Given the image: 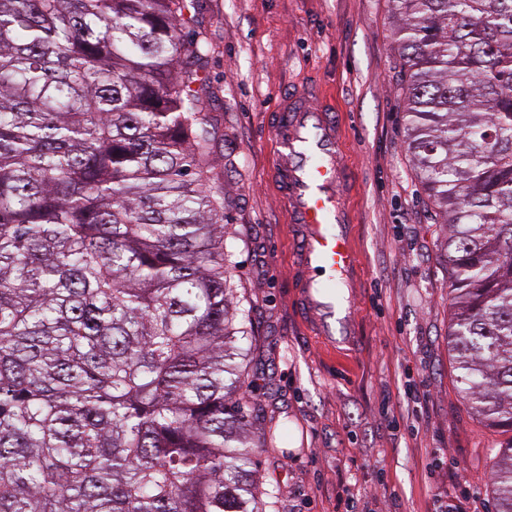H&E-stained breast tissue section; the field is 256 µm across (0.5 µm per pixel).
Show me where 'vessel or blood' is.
<instances>
[{
    "label": "vessel or blood",
    "instance_id": "1",
    "mask_svg": "<svg viewBox=\"0 0 512 512\" xmlns=\"http://www.w3.org/2000/svg\"><path fill=\"white\" fill-rule=\"evenodd\" d=\"M268 125L277 147L270 175L292 224L297 310L329 345H352L360 258L345 202L351 179L338 116L312 89L298 87L279 98Z\"/></svg>",
    "mask_w": 512,
    "mask_h": 512
}]
</instances>
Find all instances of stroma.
<instances>
[{
	"mask_svg": "<svg viewBox=\"0 0 512 512\" xmlns=\"http://www.w3.org/2000/svg\"><path fill=\"white\" fill-rule=\"evenodd\" d=\"M212 44L202 96L220 120L224 221L253 319L248 402L273 512H495L505 436L463 399L448 347V266L406 149L390 0H190ZM313 83L341 119L361 258L359 346L328 352L292 299L293 240L269 169L267 110Z\"/></svg>",
	"mask_w": 512,
	"mask_h": 512,
	"instance_id": "1",
	"label": "stroma"
}]
</instances>
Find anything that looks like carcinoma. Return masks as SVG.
<instances>
[{"label":"carcinoma","mask_w":512,"mask_h":512,"mask_svg":"<svg viewBox=\"0 0 512 512\" xmlns=\"http://www.w3.org/2000/svg\"><path fill=\"white\" fill-rule=\"evenodd\" d=\"M449 345L512 433V0H391ZM186 0H0V512H266ZM492 478L512 512V436Z\"/></svg>","instance_id":"1"}]
</instances>
